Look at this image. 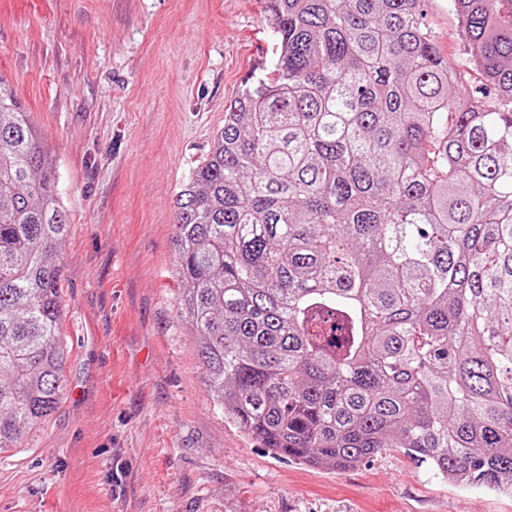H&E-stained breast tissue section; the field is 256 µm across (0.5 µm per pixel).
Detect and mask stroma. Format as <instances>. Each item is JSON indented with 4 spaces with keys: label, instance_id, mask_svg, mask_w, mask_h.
Wrapping results in <instances>:
<instances>
[{
    "label": "stroma",
    "instance_id": "stroma-1",
    "mask_svg": "<svg viewBox=\"0 0 512 512\" xmlns=\"http://www.w3.org/2000/svg\"><path fill=\"white\" fill-rule=\"evenodd\" d=\"M423 12L479 83L448 0ZM272 40L265 0H0V76L71 219L66 390L0 455V512H512L399 451L342 470L275 455L211 399L177 305L172 198Z\"/></svg>",
    "mask_w": 512,
    "mask_h": 512
}]
</instances>
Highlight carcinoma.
<instances>
[{
	"label": "carcinoma",
	"instance_id": "carcinoma-1",
	"mask_svg": "<svg viewBox=\"0 0 512 512\" xmlns=\"http://www.w3.org/2000/svg\"><path fill=\"white\" fill-rule=\"evenodd\" d=\"M494 99L420 0H266L272 61L175 194L180 317L212 398L275 454L394 448L512 496V0H448ZM70 228L0 77V454L65 389ZM424 23L435 37L448 65L464 75L466 83L478 84L482 77L466 66L467 45L457 17L448 7V0H422Z\"/></svg>",
	"mask_w": 512,
	"mask_h": 512
}]
</instances>
